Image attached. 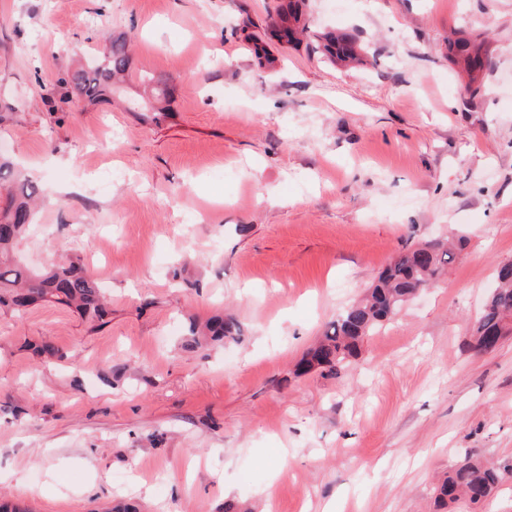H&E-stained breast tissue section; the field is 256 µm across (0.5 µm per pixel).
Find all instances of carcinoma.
Listing matches in <instances>:
<instances>
[{
	"label": "carcinoma",
	"instance_id": "carcinoma-1",
	"mask_svg": "<svg viewBox=\"0 0 512 512\" xmlns=\"http://www.w3.org/2000/svg\"><path fill=\"white\" fill-rule=\"evenodd\" d=\"M302 0H288L277 8L279 22L288 30V39L310 36L308 25L300 24ZM323 51L344 61L355 57L352 42L344 37L325 35ZM482 45L463 41L456 46L457 61L469 69L482 66ZM129 70L126 40L110 39L109 50L101 62L80 67L59 79L63 89L60 102L69 94L91 103L106 102L120 89ZM39 188L36 181L20 171L9 158L0 155V309L23 311L40 302L65 306L77 312L91 328L101 327L111 314L103 288L89 276L78 259L53 262L42 270H33L19 254V244L36 223L34 201ZM456 249L450 244L426 242L405 246L398 256L378 274L376 282L358 301L346 307L320 341L309 348L298 365L308 372L322 367L338 375L360 353L364 339L381 329L418 291L430 285L452 262ZM512 334V261L501 264L497 283L477 321L472 348L487 352L491 339ZM239 326L232 318L213 317L205 331L190 328L185 347L235 341ZM512 473V464H487L474 456L455 463L439 487L438 502L446 505L461 499L470 504L487 500L495 488Z\"/></svg>",
	"mask_w": 512,
	"mask_h": 512
}]
</instances>
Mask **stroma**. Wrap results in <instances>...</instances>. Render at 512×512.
Here are the masks:
<instances>
[{"label": "stroma", "instance_id": "35a3bbf8", "mask_svg": "<svg viewBox=\"0 0 512 512\" xmlns=\"http://www.w3.org/2000/svg\"><path fill=\"white\" fill-rule=\"evenodd\" d=\"M278 0H0V152L40 186L19 246L112 299L0 310V497L31 512H436L466 453L512 458V336L471 348L512 260V0H307L356 67L268 28ZM127 39L103 103L48 88ZM482 41L472 94L448 55ZM267 49L256 58L254 44ZM149 74L175 89L153 111ZM466 238L333 376L306 349L407 244ZM242 336L187 349L191 321ZM65 352L46 361L32 342Z\"/></svg>", "mask_w": 512, "mask_h": 512}]
</instances>
